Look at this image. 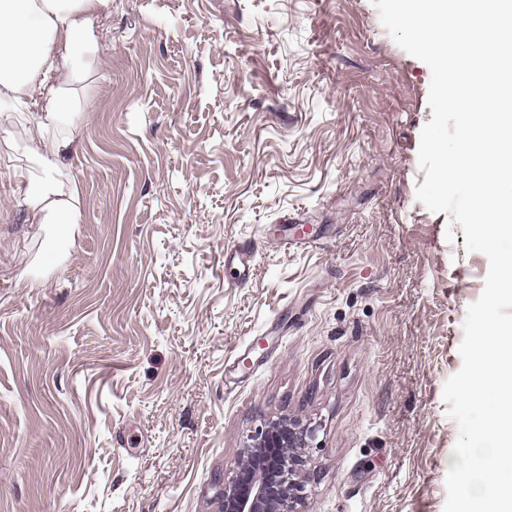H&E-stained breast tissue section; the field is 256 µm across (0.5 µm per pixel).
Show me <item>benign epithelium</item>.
<instances>
[{
	"mask_svg": "<svg viewBox=\"0 0 512 512\" xmlns=\"http://www.w3.org/2000/svg\"><path fill=\"white\" fill-rule=\"evenodd\" d=\"M316 431L288 418L247 434L242 461L219 492V512H298L302 485L295 475L305 465L302 449Z\"/></svg>",
	"mask_w": 512,
	"mask_h": 512,
	"instance_id": "1",
	"label": "benign epithelium"
}]
</instances>
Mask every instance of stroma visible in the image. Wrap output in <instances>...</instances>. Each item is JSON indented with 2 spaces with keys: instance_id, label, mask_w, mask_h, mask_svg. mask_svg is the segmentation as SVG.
<instances>
[{
  "instance_id": "35a3bbf8",
  "label": "stroma",
  "mask_w": 512,
  "mask_h": 512,
  "mask_svg": "<svg viewBox=\"0 0 512 512\" xmlns=\"http://www.w3.org/2000/svg\"><path fill=\"white\" fill-rule=\"evenodd\" d=\"M102 25L69 251L22 203L47 99L0 104V512H217L288 417L319 427L300 512H443L488 260L415 196L428 65L372 0H110ZM282 233L279 237V244L283 248H302L316 243L317 236L310 234L309 224H303L299 214L288 215L284 221H280ZM253 260L254 251L250 246H240L230 253H227L224 257L225 264L232 263L236 265L238 275L241 277L242 281L247 278L249 271L251 270Z\"/></svg>"
}]
</instances>
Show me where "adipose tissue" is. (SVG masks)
<instances>
[{"label": "adipose tissue", "instance_id": "1", "mask_svg": "<svg viewBox=\"0 0 512 512\" xmlns=\"http://www.w3.org/2000/svg\"><path fill=\"white\" fill-rule=\"evenodd\" d=\"M104 0H0V100L23 103L48 91L52 104L27 125V183L23 202L42 224L79 221L78 193L60 163L62 126L82 118L76 95L100 65Z\"/></svg>", "mask_w": 512, "mask_h": 512}]
</instances>
